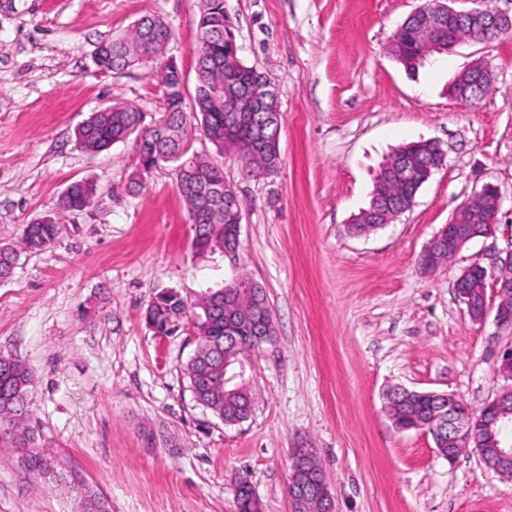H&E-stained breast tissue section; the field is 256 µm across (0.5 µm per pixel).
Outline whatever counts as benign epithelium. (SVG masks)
<instances>
[{
  "label": "benign epithelium",
  "instance_id": "obj_1",
  "mask_svg": "<svg viewBox=\"0 0 512 512\" xmlns=\"http://www.w3.org/2000/svg\"><path fill=\"white\" fill-rule=\"evenodd\" d=\"M409 18L414 21V27L428 41L430 47L433 46L431 40L445 28L448 29V46L459 43L453 33V28L459 22L471 25L482 41L512 35V10L487 12L481 8V0H430L414 10ZM468 70L471 74L470 81L462 85L455 94V98L463 103L481 97L490 87V76L481 63H473ZM263 93L262 88L231 89L225 91L224 98L231 105L240 106L235 112V122L252 129L277 151L280 142L277 131L278 114L267 110ZM433 145L436 149L437 166L440 167L443 152L438 142H433ZM435 167L429 164L421 172L406 166L400 160L392 170L399 180L413 183L419 188L429 180ZM372 193L377 196L385 224L410 210L415 204L414 194L401 203H395L375 189ZM500 208L499 188L490 183L483 185L459 205L450 221L433 235L423 249L424 254L444 253L448 260H453L466 244L490 235L499 224ZM476 270L483 275L482 288L470 287L472 274ZM456 289L473 321L482 323L492 313L498 331L512 335V252L488 268L478 262L465 267L456 279ZM249 292L253 295V307L248 324L257 330L267 324L271 308L257 283H252ZM235 320L234 306L224 303L226 329L224 339L214 343L215 359L224 384L248 389L251 387L250 376L247 374L250 363L237 357L238 327ZM437 397L447 402L448 416L436 415L432 420L431 430L442 437H448L446 459L452 461L459 455L470 452L487 469L500 476H511L512 438L506 436V430L512 429V384L503 387L478 413L458 409L456 398L450 394L439 393ZM310 458L311 450L308 448H297L293 452L292 473L288 485L290 496L299 504L304 503L307 498H314L322 503V512H335V501L324 474L319 472L313 477L306 470V463Z\"/></svg>",
  "mask_w": 512,
  "mask_h": 512
}]
</instances>
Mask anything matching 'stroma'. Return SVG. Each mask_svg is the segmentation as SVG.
Listing matches in <instances>:
<instances>
[{"label":"stroma","instance_id":"obj_1","mask_svg":"<svg viewBox=\"0 0 512 512\" xmlns=\"http://www.w3.org/2000/svg\"><path fill=\"white\" fill-rule=\"evenodd\" d=\"M424 2L224 0L240 58L275 79L281 113L274 172L252 178L219 156L244 204L232 261L194 251L173 165L139 179L133 142L94 156L75 142L115 103L159 117L150 69L95 63L141 16L171 27L167 55L195 87L200 0H0V244H19L72 182L96 189L0 281V357L33 373L32 424L52 465L32 474L0 441V512H83L86 488L108 512H236L238 474L265 512H293L298 448L315 454L336 512H512V480L472 454L439 457L431 434L397 430L384 409L393 386L481 408L506 386L496 360L512 346L454 287L472 262L512 252V37L461 42L407 73L387 45ZM477 61L492 87L466 104L450 86ZM423 140L445 161L412 209L349 234L381 164ZM487 182L502 193L494 234L422 272L424 246ZM242 274L263 288L275 333L251 355L252 417L227 426L188 389L192 318L160 340L143 315L159 292L192 303Z\"/></svg>","mask_w":512,"mask_h":512}]
</instances>
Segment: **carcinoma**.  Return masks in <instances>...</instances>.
Listing matches in <instances>:
<instances>
[{"label":"carcinoma","mask_w":512,"mask_h":512,"mask_svg":"<svg viewBox=\"0 0 512 512\" xmlns=\"http://www.w3.org/2000/svg\"><path fill=\"white\" fill-rule=\"evenodd\" d=\"M197 29V83L192 102H187L181 91L175 66L160 56L153 65V75L162 94V113L158 120L150 125L143 124L141 112L127 105L119 110L93 112L76 129L77 144L91 155L134 138L141 175L164 162L185 164L183 171L176 172V187L191 212L198 207L205 192L198 170L209 171L210 179L220 182L224 180V168L211 157L191 151L188 117L196 120L203 134L215 140L217 152L224 154V127L230 109L215 107L214 90L223 84L231 88L236 82L247 84L252 80V73L240 68L242 61L238 50L224 37V0H202ZM163 35L172 36L169 25L159 16H144L125 35L101 43L102 60L114 70L122 69L135 52L140 49L151 51L155 39ZM425 49L426 42L411 30L405 37L388 44V54L409 73L424 61ZM236 141L239 142L247 174L267 173L278 166L279 154L251 139L250 134L242 132L236 136ZM397 152L417 162L433 154L420 142L402 146ZM377 180L388 196L398 198L412 191L411 186L392 178L386 167L381 169ZM94 195L95 189L88 182H74L68 186L59 198L56 212L25 226L22 237L24 249L39 251L54 242L62 232L64 216L88 207ZM240 208L242 203L239 201L232 206L225 204L222 197L212 199L208 221L194 229L195 251L204 253L224 247V240L233 235ZM17 260L18 253L14 247L0 246V278L11 272ZM153 301V305L147 306L149 319L160 327L177 319L187 308L175 290L162 292ZM198 308L197 347L186 366L189 388L199 405L225 424L232 425L247 412V398L234 388L211 380L210 343L212 338L224 335V305L210 310L200 300ZM7 361L11 363L10 369L0 371V437L25 449V466L30 472L41 475L50 470V462L34 447L35 430L31 427L29 401L33 376L19 357L9 356ZM385 408L399 428L415 430L426 425L435 404L429 398L395 394L385 396Z\"/></svg>","instance_id":"obj_1"}]
</instances>
